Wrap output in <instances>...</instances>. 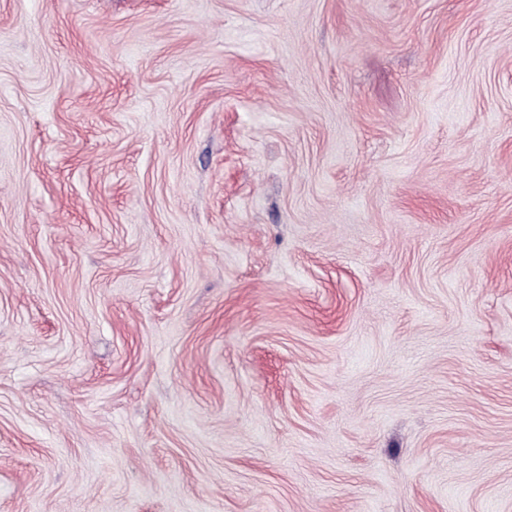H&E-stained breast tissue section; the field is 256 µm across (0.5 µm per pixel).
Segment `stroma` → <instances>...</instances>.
<instances>
[{
  "mask_svg": "<svg viewBox=\"0 0 512 512\" xmlns=\"http://www.w3.org/2000/svg\"><path fill=\"white\" fill-rule=\"evenodd\" d=\"M0 512H512V0H0Z\"/></svg>",
  "mask_w": 512,
  "mask_h": 512,
  "instance_id": "1",
  "label": "stroma"
}]
</instances>
